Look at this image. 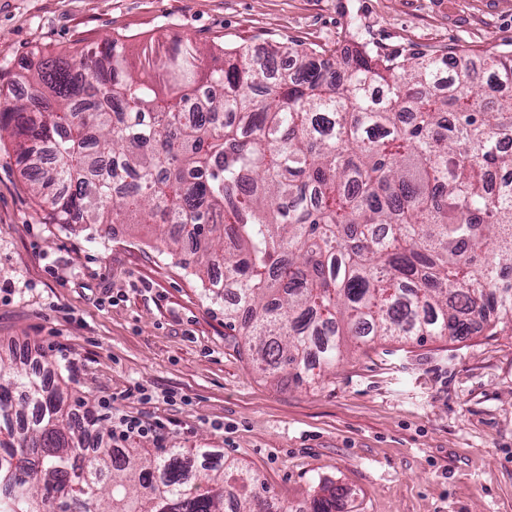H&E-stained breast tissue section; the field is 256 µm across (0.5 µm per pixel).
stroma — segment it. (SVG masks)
Here are the masks:
<instances>
[{
    "instance_id": "35a3bbf8",
    "label": "stroma",
    "mask_w": 512,
    "mask_h": 512,
    "mask_svg": "<svg viewBox=\"0 0 512 512\" xmlns=\"http://www.w3.org/2000/svg\"><path fill=\"white\" fill-rule=\"evenodd\" d=\"M201 45L454 52L512 50V0H0V91L42 56L106 38ZM54 363L103 428L160 424L157 451L205 448L308 512H512V329L355 349L311 384L256 372L224 305L131 224H49L0 141V358ZM145 397H127L134 386Z\"/></svg>"
}]
</instances>
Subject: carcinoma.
Returning a JSON list of instances; mask_svg holds the SVG:
<instances>
[{"label":"carcinoma","instance_id":"cac0c4a2","mask_svg":"<svg viewBox=\"0 0 512 512\" xmlns=\"http://www.w3.org/2000/svg\"><path fill=\"white\" fill-rule=\"evenodd\" d=\"M289 56L107 38L17 71L0 141L50 223L149 224L193 274L224 265V323L274 380L512 325V184L489 174L512 171V51ZM52 375L0 358V512H288L233 462L191 468L204 448L103 443Z\"/></svg>","mask_w":512,"mask_h":512}]
</instances>
